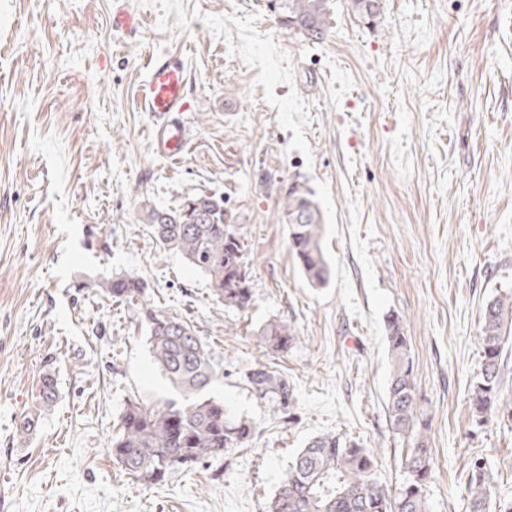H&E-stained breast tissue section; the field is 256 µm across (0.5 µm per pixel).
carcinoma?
Segmentation results:
<instances>
[{
	"instance_id": "carcinoma-1",
	"label": "carcinoma",
	"mask_w": 512,
	"mask_h": 512,
	"mask_svg": "<svg viewBox=\"0 0 512 512\" xmlns=\"http://www.w3.org/2000/svg\"><path fill=\"white\" fill-rule=\"evenodd\" d=\"M282 23L307 41H322L329 30L328 0H272ZM353 15L372 25L381 16L383 0H349ZM282 220L288 224L289 250L308 283L325 286L331 275L322 245L323 217L313 192L293 180L279 190ZM224 198L209 194L186 196L174 209L150 207L145 213L154 240L165 252L181 255L209 282L224 306L247 311L253 293L244 247L231 229ZM114 302L145 295V282L133 275H117L97 284ZM480 336L481 371L472 389V416L481 425L500 406L502 354L512 335V295L494 297L483 307ZM154 362L178 399L163 403L130 402L121 427L108 448L127 473L148 485L164 482L176 468L189 467L203 457L226 455L244 447L255 435L257 421L230 414L208 394L219 374L218 365L200 337L186 322L151 307L143 310ZM390 372L386 415L401 439L403 482L390 488L376 475L377 458L370 448L338 435H318L300 450L271 497L267 512H429L428 488L435 479L430 448L431 417L421 402L413 376L410 339L399 316H387ZM257 344L267 353H283L296 339L284 321L260 326ZM247 381L257 398L275 412L294 404L288 379L261 363ZM56 399V383L43 381L35 412L19 423L31 434L36 413ZM488 462L474 457L466 484L469 512H491L492 488L486 481Z\"/></svg>"
}]
</instances>
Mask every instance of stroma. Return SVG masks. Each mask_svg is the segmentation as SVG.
<instances>
[{
  "label": "stroma",
  "mask_w": 512,
  "mask_h": 512,
  "mask_svg": "<svg viewBox=\"0 0 512 512\" xmlns=\"http://www.w3.org/2000/svg\"><path fill=\"white\" fill-rule=\"evenodd\" d=\"M0 0V512H267L307 441L374 449L382 482L404 474L385 416L387 314L410 338L432 418L430 512H467L472 456L512 506V349L506 409L472 417L482 308L512 294V0H383L380 22L329 0L319 43L268 0ZM182 51L190 99L183 159L158 156L133 94L154 50ZM306 182L331 268L311 287L288 249L278 190ZM219 194L244 244L253 304L226 308L204 275L159 251L145 207ZM143 279L115 303L94 283ZM193 326L220 365L210 388L256 420L245 448L144 485L108 451L130 400L174 392L154 364L143 306ZM296 339L274 366L291 413L256 398L255 332ZM58 398L20 437L44 376ZM111 23L112 32L122 34L141 28L144 19L141 15L126 9L124 0H114Z\"/></svg>",
  "instance_id": "35a3bbf8"
}]
</instances>
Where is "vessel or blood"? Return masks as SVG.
Instances as JSON below:
<instances>
[{
  "mask_svg": "<svg viewBox=\"0 0 512 512\" xmlns=\"http://www.w3.org/2000/svg\"><path fill=\"white\" fill-rule=\"evenodd\" d=\"M112 30L127 33L143 26L141 15L126 9L124 0H114ZM188 65L176 51L151 52L143 66V77L134 94L138 111L147 113L155 152L167 159H179L188 149L184 115L189 109Z\"/></svg>",
  "mask_w": 512,
  "mask_h": 512,
  "instance_id": "obj_1",
  "label": "vessel or blood"
}]
</instances>
